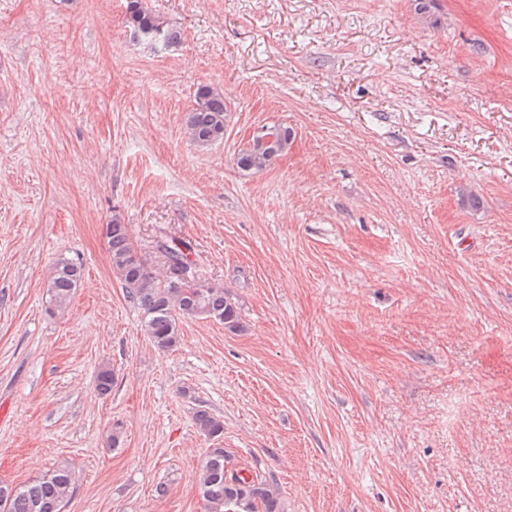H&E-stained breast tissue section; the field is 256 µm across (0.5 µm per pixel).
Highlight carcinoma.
I'll list each match as a JSON object with an SVG mask.
<instances>
[{
  "label": "carcinoma",
  "instance_id": "carcinoma-1",
  "mask_svg": "<svg viewBox=\"0 0 512 512\" xmlns=\"http://www.w3.org/2000/svg\"><path fill=\"white\" fill-rule=\"evenodd\" d=\"M126 25L135 39L144 38L165 48L182 41L179 29L167 24L155 13L149 0H126ZM229 112L224 96L209 85H199L195 105L188 113L186 130L198 147H209L224 140ZM275 144L264 146L253 139L243 146L234 163L243 172L262 171L288 150L293 133L288 127L274 126ZM113 275L119 280L126 298L142 311L143 330L154 348L167 352L180 339L179 322L184 317H204L218 321L224 330L235 334L243 330L241 308L231 292L220 285H195L159 276L148 258L137 251L117 213L105 225ZM160 256L187 267L189 246L172 236L156 240ZM83 272L68 260L60 261L47 284L50 303L56 308L67 306L78 288ZM115 375L108 366L96 376L98 394L111 393ZM194 421L209 439L218 440L224 433L223 422L205 409L196 411ZM230 455L224 448L206 450L200 465L199 492L205 512H280L279 502L269 484L241 470L229 468ZM74 489V475L65 464L31 479L23 485H0V497L9 500L8 512H62Z\"/></svg>",
  "mask_w": 512,
  "mask_h": 512
}]
</instances>
